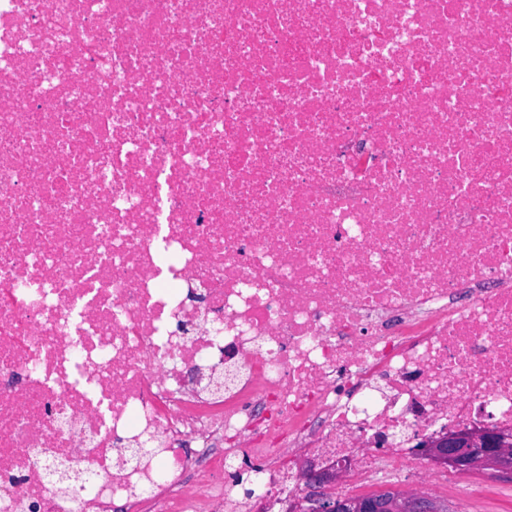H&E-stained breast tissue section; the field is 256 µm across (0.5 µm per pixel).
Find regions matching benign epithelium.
<instances>
[{"label": "benign epithelium", "instance_id": "obj_1", "mask_svg": "<svg viewBox=\"0 0 512 512\" xmlns=\"http://www.w3.org/2000/svg\"><path fill=\"white\" fill-rule=\"evenodd\" d=\"M418 452L438 466L479 471L494 478L512 477V432L490 425L442 433L422 439ZM343 474L308 463L299 478L304 489L287 501V512H440L438 503L421 491L343 496L333 491Z\"/></svg>", "mask_w": 512, "mask_h": 512}]
</instances>
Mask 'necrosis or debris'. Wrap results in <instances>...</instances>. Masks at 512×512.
I'll use <instances>...</instances> for the list:
<instances>
[{"mask_svg":"<svg viewBox=\"0 0 512 512\" xmlns=\"http://www.w3.org/2000/svg\"><path fill=\"white\" fill-rule=\"evenodd\" d=\"M482 424L512 0H0V512H240L248 456L284 512Z\"/></svg>","mask_w":512,"mask_h":512,"instance_id":"obj_1","label":"necrosis or debris"}]
</instances>
